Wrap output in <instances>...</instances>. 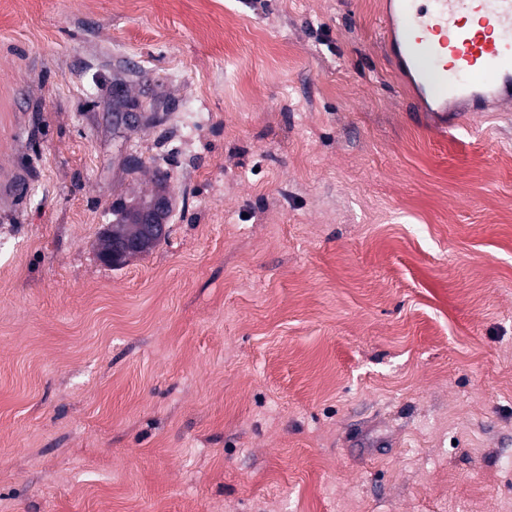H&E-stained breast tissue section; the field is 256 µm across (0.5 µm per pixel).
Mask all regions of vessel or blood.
<instances>
[{
    "label": "vessel or blood",
    "instance_id": "obj_1",
    "mask_svg": "<svg viewBox=\"0 0 512 512\" xmlns=\"http://www.w3.org/2000/svg\"><path fill=\"white\" fill-rule=\"evenodd\" d=\"M383 42L443 128L512 107V0H389Z\"/></svg>",
    "mask_w": 512,
    "mask_h": 512
}]
</instances>
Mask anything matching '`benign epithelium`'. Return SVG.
Masks as SVG:
<instances>
[{"label":"benign epithelium","instance_id":"obj_1","mask_svg":"<svg viewBox=\"0 0 512 512\" xmlns=\"http://www.w3.org/2000/svg\"><path fill=\"white\" fill-rule=\"evenodd\" d=\"M170 207L171 196L167 192L135 200L129 205V224L121 230L110 224L104 229L98 251L100 261L109 266L120 265L159 244L167 235L166 219Z\"/></svg>","mask_w":512,"mask_h":512}]
</instances>
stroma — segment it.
Masks as SVG:
<instances>
[{"label":"stroma","mask_w":512,"mask_h":512,"mask_svg":"<svg viewBox=\"0 0 512 512\" xmlns=\"http://www.w3.org/2000/svg\"><path fill=\"white\" fill-rule=\"evenodd\" d=\"M383 2L0 0V512H512V111ZM128 206L129 224L122 230L112 229V225L127 222L126 213L113 208L115 214L121 212V217L116 218L113 221L115 224L107 225L103 231L98 257L106 265L126 263L151 247L144 254L149 253L153 245L159 244L167 235L166 219L171 207V196L168 192L140 197Z\"/></svg>","instance_id":"1"}]
</instances>
